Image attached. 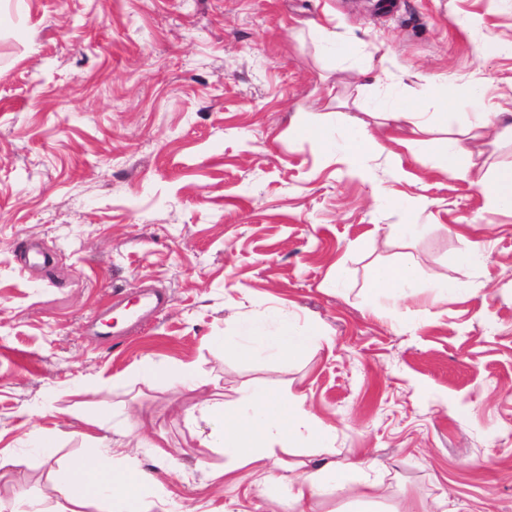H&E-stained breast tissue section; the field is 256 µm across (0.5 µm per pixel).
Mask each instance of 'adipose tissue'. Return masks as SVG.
Here are the masks:
<instances>
[{
  "label": "adipose tissue",
  "instance_id": "obj_1",
  "mask_svg": "<svg viewBox=\"0 0 512 512\" xmlns=\"http://www.w3.org/2000/svg\"><path fill=\"white\" fill-rule=\"evenodd\" d=\"M469 103L473 108L470 118L457 126L448 122L449 111L457 106L456 98L448 95L441 97L440 111L418 112L400 106L381 113L374 125L354 122L346 113H337L336 128L344 136L343 160L350 172L368 177L366 158L386 153L390 131L406 128L411 133L403 142L407 150L436 156L451 177L476 178L487 192L491 209L512 210V165L485 164L480 153L470 147L493 124L500 126L503 140L512 142V113L486 111L475 88L469 92ZM435 285L433 274L407 254L396 264L374 267L365 292L375 306L393 309L400 301ZM323 339L319 327L288 319L271 336L259 324L245 322L237 335L218 337L217 342L241 360L265 351L289 363L318 351ZM305 401L301 394L276 395L267 386L256 385L245 390L232 406L216 399L195 403L185 409L184 420L196 427L205 424L211 428L209 434L199 438L200 458L220 449L235 467L248 466L263 472L265 482L282 490L295 512H304L309 502L334 492L373 499L379 484L373 477L376 465L372 462L324 459L300 474H267L269 461L290 442L309 437L316 447L325 448L330 429L306 409ZM49 480L54 490L65 495L71 505L69 512H85L91 505L99 512H151L152 504L143 493L147 475L129 463L106 464L95 448L56 462Z\"/></svg>",
  "mask_w": 512,
  "mask_h": 512
}]
</instances>
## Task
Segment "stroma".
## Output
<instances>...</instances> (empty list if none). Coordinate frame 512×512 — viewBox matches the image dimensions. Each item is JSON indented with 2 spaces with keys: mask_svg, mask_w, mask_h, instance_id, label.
Wrapping results in <instances>:
<instances>
[{
  "mask_svg": "<svg viewBox=\"0 0 512 512\" xmlns=\"http://www.w3.org/2000/svg\"><path fill=\"white\" fill-rule=\"evenodd\" d=\"M492 42H512V0H0V450L27 460L0 475V505L65 512L30 432L63 460L106 417L111 459L153 477V512H292L250 468L220 478L223 454L197 465L196 397L170 380L189 364L229 404L256 383L306 395L334 459L378 461L373 512H512V212L394 142L353 176L336 130L392 102L438 111L432 76L512 96V53L483 55ZM409 221L418 239L386 235ZM471 240L469 290L423 291L405 315L369 305L373 264L411 252L453 281ZM148 285L166 303L147 324L97 335L96 310ZM288 316L322 328L318 352L242 362L210 342ZM147 357L165 378L143 380ZM482 253V247L478 242H468L464 250L454 253L451 258V264L461 273L466 276L468 270L474 264Z\"/></svg>",
  "mask_w": 512,
  "mask_h": 512,
  "instance_id": "obj_1",
  "label": "stroma"
}]
</instances>
